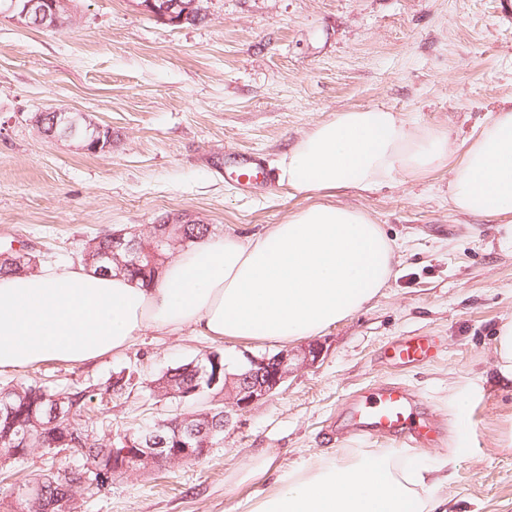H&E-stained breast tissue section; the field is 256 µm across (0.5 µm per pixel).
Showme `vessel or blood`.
Wrapping results in <instances>:
<instances>
[{"label": "vessel or blood", "instance_id": "vessel-or-blood-1", "mask_svg": "<svg viewBox=\"0 0 512 512\" xmlns=\"http://www.w3.org/2000/svg\"><path fill=\"white\" fill-rule=\"evenodd\" d=\"M228 177L246 191L268 190L274 185L264 160L251 154L242 159ZM438 348L437 343L425 336L407 337L396 341L390 348L391 358L399 364L429 361ZM349 418V432L354 436L377 433L389 434L403 445L420 447L434 442L436 429L429 423L416 420L415 401L409 390L398 383L382 384L375 396L354 398L345 408Z\"/></svg>", "mask_w": 512, "mask_h": 512}]
</instances>
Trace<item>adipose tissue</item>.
I'll return each mask as SVG.
<instances>
[{
	"label": "adipose tissue",
	"mask_w": 512,
	"mask_h": 512,
	"mask_svg": "<svg viewBox=\"0 0 512 512\" xmlns=\"http://www.w3.org/2000/svg\"><path fill=\"white\" fill-rule=\"evenodd\" d=\"M446 168L460 214H512V107L489 113L461 150L383 107L351 108L312 126L279 161L278 180L307 206L243 240L205 237L171 258L154 286L82 264L0 276V371L55 359L89 362L148 330L186 328L227 342L280 344L320 335L385 288L396 247L365 211L335 204ZM272 476L252 512H446L438 466L361 450L272 475L265 457L244 472Z\"/></svg>",
	"instance_id": "ef3b65f1"
}]
</instances>
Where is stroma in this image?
Masks as SVG:
<instances>
[{
  "mask_svg": "<svg viewBox=\"0 0 512 512\" xmlns=\"http://www.w3.org/2000/svg\"><path fill=\"white\" fill-rule=\"evenodd\" d=\"M202 21L174 26L139 0H75L65 29L0 17V250L20 240L43 263H77L86 240L188 214L215 236L246 237L283 222L304 197L284 185L242 192L224 159L256 151L275 168L283 151L336 111L378 106L453 144L512 102V0H204ZM82 112L111 127L110 151L50 139L35 117ZM447 169L339 203L368 212L395 242L385 288L316 336L320 361L295 365L278 392L232 413L224 439L201 460L115 477L78 512H251L270 489L238 477L259 455L280 470L377 448L407 462L449 460L448 512H512V384L497 379L498 326L512 319V247L497 221L455 213ZM431 336L428 364L397 366L400 337ZM153 330L96 361H46L1 371L0 386L38 379L64 389L135 374L131 394L95 416L119 441L183 412L148 384L199 355L279 353ZM405 386L441 443L412 450L376 434L328 441L355 393Z\"/></svg>",
  "mask_w": 512,
  "mask_h": 512,
  "instance_id": "35a3bbf8",
  "label": "stroma"
}]
</instances>
